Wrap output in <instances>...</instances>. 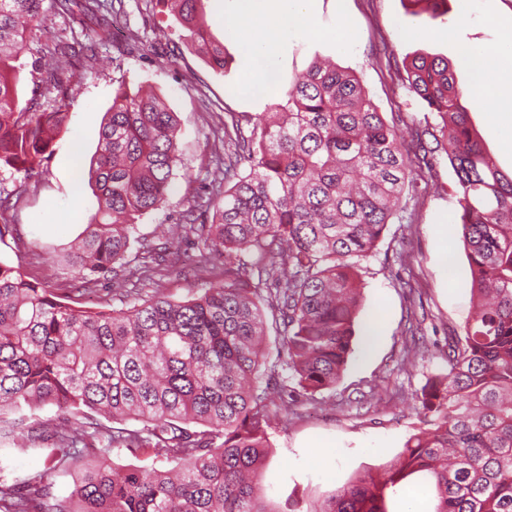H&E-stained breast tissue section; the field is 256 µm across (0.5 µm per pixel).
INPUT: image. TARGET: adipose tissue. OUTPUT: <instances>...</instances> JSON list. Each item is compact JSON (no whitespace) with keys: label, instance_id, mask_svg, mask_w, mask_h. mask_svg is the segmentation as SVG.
I'll return each instance as SVG.
<instances>
[{"label":"adipose tissue","instance_id":"1","mask_svg":"<svg viewBox=\"0 0 512 512\" xmlns=\"http://www.w3.org/2000/svg\"><path fill=\"white\" fill-rule=\"evenodd\" d=\"M320 0H224V11L235 22L225 30L226 39L241 49L243 67L239 92L264 97L280 90V64L294 39L327 40L337 49H352L357 40L351 19L337 11L331 24H323L316 6ZM457 51L480 60L470 91L477 99L491 100L497 123L507 128L501 139L503 152L512 154V23L498 26L494 43L460 41Z\"/></svg>","mask_w":512,"mask_h":512}]
</instances>
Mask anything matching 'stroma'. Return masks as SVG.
I'll return each instance as SVG.
<instances>
[{
    "label": "stroma",
    "instance_id": "1",
    "mask_svg": "<svg viewBox=\"0 0 512 512\" xmlns=\"http://www.w3.org/2000/svg\"><path fill=\"white\" fill-rule=\"evenodd\" d=\"M357 31L355 49L336 50L329 42L294 41L281 63V85H289L318 58L354 71L386 121L403 140L424 128L431 114L408 92L402 77L404 59L418 53L448 58L461 87L473 71L445 31L456 28L461 0H448L446 15L431 18L409 0H344ZM126 29L102 45V66L83 71L68 90L70 114L52 155L31 176L0 174V185L22 188L11 221L16 232L0 239V257L53 288L68 287L70 275L60 267L59 250L84 228L97 208L87 171L98 142L105 111L118 84L130 90L150 85L166 100L180 122L181 163L165 207L139 223L142 237L153 239L157 225L177 224L188 200L204 193L211 181L206 141L210 127L234 113L250 130V117L270 111L275 99L249 100L234 92L241 57L227 41L224 0H208L210 37L222 42L230 59L224 73L213 72L181 37L179 25L161 0H125ZM427 29L429 39L413 38ZM457 29V28H456ZM461 103L484 147L499 167L512 174V155L500 148L501 129L491 101L463 95ZM417 189L407 211L391 221L376 250L360 271L359 324L377 322L375 340L358 334L353 352L336 385L298 398L294 415L275 417L267 430L273 454L262 473L266 495L281 512H306L320 505L337 487L394 462L407 439L421 426L414 408L416 392L445 372L448 339L462 333L475 298L464 249L456 177L447 159L426 164L413 158ZM417 324L427 343L413 362L404 359L409 324ZM282 329L274 319L265 325L266 361L277 374L268 390L270 401L295 390L291 372L280 357ZM411 492L387 500L388 512H434L433 482L419 472L407 479Z\"/></svg>",
    "mask_w": 512,
    "mask_h": 512
}]
</instances>
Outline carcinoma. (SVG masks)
<instances>
[{"instance_id":"carcinoma-1","label":"carcinoma","mask_w":512,"mask_h":512,"mask_svg":"<svg viewBox=\"0 0 512 512\" xmlns=\"http://www.w3.org/2000/svg\"><path fill=\"white\" fill-rule=\"evenodd\" d=\"M0 0V171L34 173L52 154L68 105L56 97L87 63L52 35L38 52L51 111L19 106L18 62L48 15L77 17L112 35L118 11L107 0ZM207 0H170V11L207 63L224 71V45L207 34ZM409 90L438 119L430 153L445 154L459 193V224L476 309L462 335L448 337L447 372L415 394L423 427L398 463L336 488L318 512H386L387 496L428 472L435 512H512V175L480 143L460 103L448 58L417 53L404 63ZM179 120L153 90L119 85L89 169L99 201L62 261L86 287L128 271L152 286L122 309L75 308L47 283L0 259V442L51 440L47 457L72 476L58 497L44 474L0 480V512H278L260 485L272 448L275 410L261 386L272 368L262 350V305L283 327L288 369L307 396L339 378L352 351L359 268L404 206L414 183L409 150L361 80L314 61L275 112L239 121L208 140L213 172L208 222L195 207L175 235L147 241L139 221L161 210L181 163ZM16 194L0 190V220ZM198 243L197 268L218 272L201 293L175 300L161 288L175 237ZM151 262L131 266L132 252ZM51 406L59 424L9 420L7 413ZM114 422L108 427L97 417ZM129 420L143 427L129 429ZM146 448L162 468L106 458Z\"/></svg>"}]
</instances>
